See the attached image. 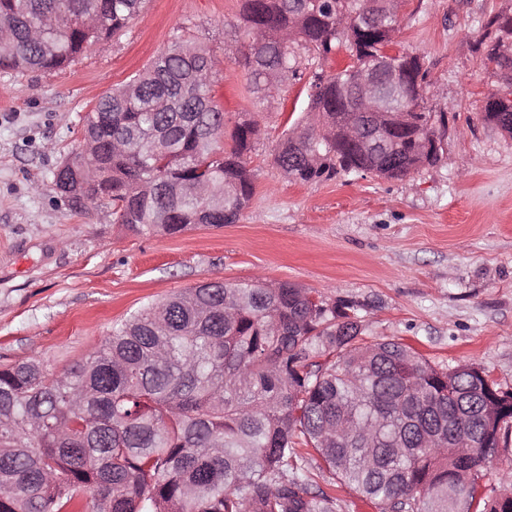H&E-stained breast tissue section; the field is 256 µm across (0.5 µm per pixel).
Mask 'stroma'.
Here are the masks:
<instances>
[{
	"label": "stroma",
	"instance_id": "obj_1",
	"mask_svg": "<svg viewBox=\"0 0 512 512\" xmlns=\"http://www.w3.org/2000/svg\"><path fill=\"white\" fill-rule=\"evenodd\" d=\"M241 11V0H147L122 36L66 68L0 70V365L35 358L59 374L146 305L205 282L259 280L352 304L366 342H401L438 369L472 364L512 388V135L481 119L506 81L477 49L512 0H405L397 44L423 57L428 104L448 115L438 161L401 179L309 184L274 164L308 84L252 93L237 64ZM180 36L215 55L221 147L240 119L260 128L240 220L137 235L105 204L72 210L53 173L79 147L85 114Z\"/></svg>",
	"mask_w": 512,
	"mask_h": 512
}]
</instances>
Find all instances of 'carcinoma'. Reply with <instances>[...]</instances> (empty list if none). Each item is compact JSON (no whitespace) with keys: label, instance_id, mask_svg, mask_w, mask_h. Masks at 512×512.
<instances>
[{"label":"carcinoma","instance_id":"obj_1","mask_svg":"<svg viewBox=\"0 0 512 512\" xmlns=\"http://www.w3.org/2000/svg\"><path fill=\"white\" fill-rule=\"evenodd\" d=\"M369 0H242L244 37L265 27L266 43L247 44L243 65L263 97L298 78L303 54L344 50L345 69L316 72L301 134L284 133L277 166L313 183L361 172L372 159L346 139L362 121L353 93L358 73L393 45L398 19L364 15ZM143 0H0V70L61 69L114 37ZM96 14L48 34L30 27L52 13ZM485 60L512 71L497 47L512 39V17H493ZM392 61L407 74L396 111L405 125L385 128L395 163L379 176L400 179L435 163L413 150L417 129L448 125L425 106L423 58L405 49ZM214 59L189 39L162 51L102 96L83 118L99 142L73 151L53 174L76 186L82 168L98 182L81 208L103 200L115 223L136 234H177L240 220L254 195L246 155L258 135L239 121L234 146H217L224 112L211 97ZM483 120L512 134V112L486 103ZM348 306L284 282H206L151 304L116 324L100 348L67 372L41 361L0 369V512H335L336 499L307 490L309 466L375 501L380 512H512V490L484 469L512 444V390L479 367L431 366L396 341L366 345ZM472 476L461 486L462 473Z\"/></svg>","mask_w":512,"mask_h":512}]
</instances>
